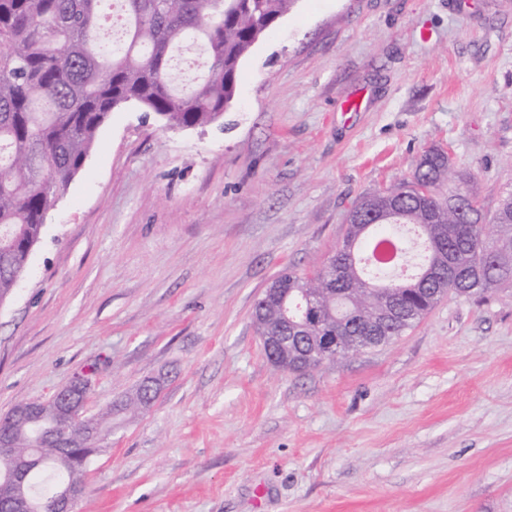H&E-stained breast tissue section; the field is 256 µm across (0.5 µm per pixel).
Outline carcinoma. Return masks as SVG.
Returning a JSON list of instances; mask_svg holds the SVG:
<instances>
[{
    "instance_id": "obj_1",
    "label": "carcinoma",
    "mask_w": 512,
    "mask_h": 512,
    "mask_svg": "<svg viewBox=\"0 0 512 512\" xmlns=\"http://www.w3.org/2000/svg\"><path fill=\"white\" fill-rule=\"evenodd\" d=\"M103 0H0V298L26 269L28 245L39 242L56 194L81 169L95 135L112 110L134 101L170 127L207 125L224 114L239 67L252 46L296 0H120L121 38H109ZM201 45L207 74L186 89L171 77L173 53ZM448 156L427 151L410 177L365 196L346 223L360 228L311 274L281 275L291 296L311 298L322 326L347 338L349 350L369 348L370 336L389 343L423 318L445 294L484 296L512 286V193L489 215L460 190L440 197L452 181ZM422 233L401 242L396 266L372 259V244ZM281 322L277 303L253 317L256 328ZM272 366L301 371L300 350ZM155 397L145 384L109 406L98 421L135 412ZM53 415L13 430L16 450L34 453L39 466L27 479L34 507L80 477L70 454L50 432Z\"/></svg>"
}]
</instances>
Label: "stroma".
<instances>
[{"label":"stroma","instance_id":"obj_1","mask_svg":"<svg viewBox=\"0 0 512 512\" xmlns=\"http://www.w3.org/2000/svg\"><path fill=\"white\" fill-rule=\"evenodd\" d=\"M432 148L485 211L512 192V0H297L218 121L112 110L0 303V417L158 382L76 512H512V287L301 374L251 320Z\"/></svg>","mask_w":512,"mask_h":512}]
</instances>
